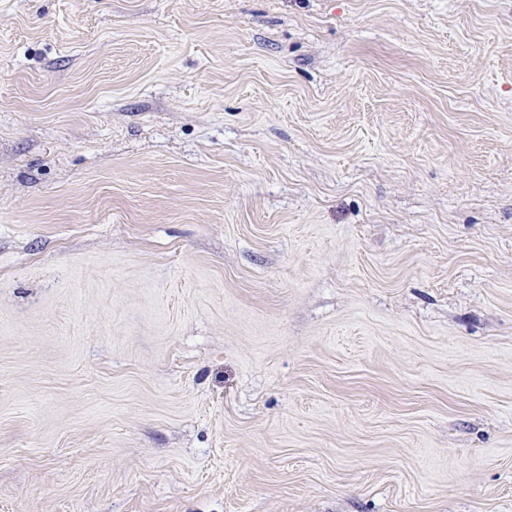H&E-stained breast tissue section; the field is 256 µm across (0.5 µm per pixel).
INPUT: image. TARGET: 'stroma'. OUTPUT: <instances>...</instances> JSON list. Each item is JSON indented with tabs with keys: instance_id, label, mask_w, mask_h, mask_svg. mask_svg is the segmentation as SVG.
Listing matches in <instances>:
<instances>
[{
	"instance_id": "obj_1",
	"label": "stroma",
	"mask_w": 512,
	"mask_h": 512,
	"mask_svg": "<svg viewBox=\"0 0 512 512\" xmlns=\"http://www.w3.org/2000/svg\"><path fill=\"white\" fill-rule=\"evenodd\" d=\"M0 512H512V0H0Z\"/></svg>"
}]
</instances>
